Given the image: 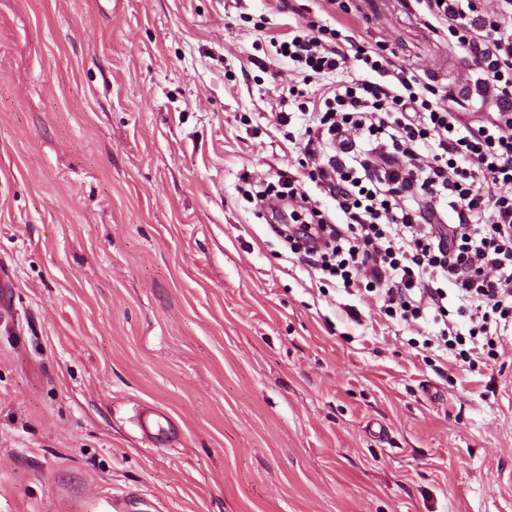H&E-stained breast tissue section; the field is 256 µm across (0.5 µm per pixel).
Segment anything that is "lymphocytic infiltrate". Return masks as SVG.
Returning a JSON list of instances; mask_svg holds the SVG:
<instances>
[{"label": "lymphocytic infiltrate", "instance_id": "obj_1", "mask_svg": "<svg viewBox=\"0 0 512 512\" xmlns=\"http://www.w3.org/2000/svg\"><path fill=\"white\" fill-rule=\"evenodd\" d=\"M416 2L471 60L486 116L464 123L396 52L310 25L277 51L309 80L349 73L309 113L303 162L344 223L310 207L297 177L284 187L322 271L377 292L401 320L433 311L448 347L451 297L470 335L512 328V0Z\"/></svg>", "mask_w": 512, "mask_h": 512}]
</instances>
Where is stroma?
I'll list each match as a JSON object with an SVG mask.
<instances>
[{
	"mask_svg": "<svg viewBox=\"0 0 512 512\" xmlns=\"http://www.w3.org/2000/svg\"><path fill=\"white\" fill-rule=\"evenodd\" d=\"M350 7L0 0V512H512V334L425 347L258 197L346 77H297L292 28L386 42L480 118L414 0Z\"/></svg>",
	"mask_w": 512,
	"mask_h": 512,
	"instance_id": "obj_1",
	"label": "stroma"
}]
</instances>
